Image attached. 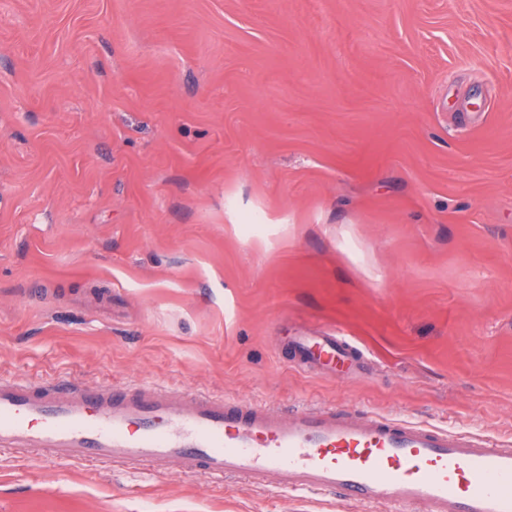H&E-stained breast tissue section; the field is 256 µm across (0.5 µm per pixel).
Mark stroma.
<instances>
[{
	"label": "stroma",
	"mask_w": 512,
	"mask_h": 512,
	"mask_svg": "<svg viewBox=\"0 0 512 512\" xmlns=\"http://www.w3.org/2000/svg\"><path fill=\"white\" fill-rule=\"evenodd\" d=\"M0 377L512 439V0H0ZM0 512L340 510L10 450ZM284 347L293 353L295 365L306 371L336 367H345L349 371L371 369L362 349L329 329L311 333L310 336H286Z\"/></svg>",
	"instance_id": "stroma-1"
}]
</instances>
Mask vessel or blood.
<instances>
[{"instance_id": "vessel-or-blood-1", "label": "vessel or blood", "mask_w": 512, "mask_h": 512, "mask_svg": "<svg viewBox=\"0 0 512 512\" xmlns=\"http://www.w3.org/2000/svg\"><path fill=\"white\" fill-rule=\"evenodd\" d=\"M297 367L365 371L332 330L290 336ZM0 447L216 482L245 477L374 512H512V442L348 408L281 411L157 387L0 379Z\"/></svg>"}]
</instances>
